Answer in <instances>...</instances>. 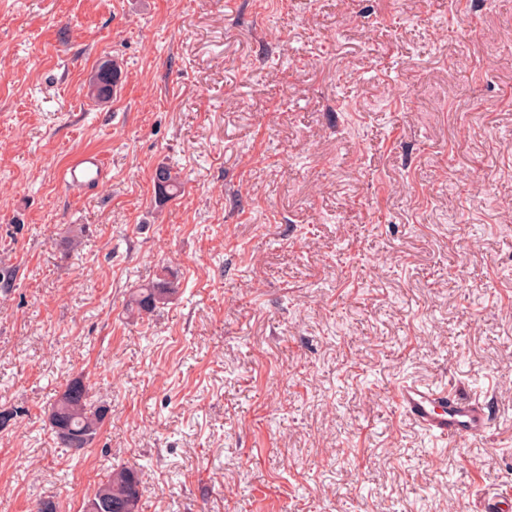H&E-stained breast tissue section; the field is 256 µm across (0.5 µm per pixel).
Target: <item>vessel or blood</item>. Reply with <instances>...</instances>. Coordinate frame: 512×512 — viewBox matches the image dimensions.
<instances>
[{
	"instance_id": "b4317fda",
	"label": "vessel or blood",
	"mask_w": 512,
	"mask_h": 512,
	"mask_svg": "<svg viewBox=\"0 0 512 512\" xmlns=\"http://www.w3.org/2000/svg\"><path fill=\"white\" fill-rule=\"evenodd\" d=\"M108 175L105 158L83 151L62 170L60 180L67 191L86 194ZM390 398L399 413L442 442L483 437L491 425L490 406L479 394L463 395L445 386L405 378L392 387Z\"/></svg>"
}]
</instances>
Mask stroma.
Wrapping results in <instances>:
<instances>
[{"instance_id":"1","label":"stroma","mask_w":512,"mask_h":512,"mask_svg":"<svg viewBox=\"0 0 512 512\" xmlns=\"http://www.w3.org/2000/svg\"><path fill=\"white\" fill-rule=\"evenodd\" d=\"M83 149L93 195L59 181ZM78 377L108 413L76 453L47 422ZM405 377L487 390L490 431L436 445ZM3 409L0 512H83L117 465L139 512L512 488V0H0ZM119 79L120 71L117 64L111 59L102 61L84 86L86 96L98 102L106 101L111 96L104 95V85L111 83L113 86L119 83ZM109 175L108 163L101 155L83 151L73 157L60 174V180L69 192L87 194L102 183ZM153 180L158 206H163L175 198L181 190L180 176L169 165H159L155 170ZM177 285L170 279H159L136 288L129 295L127 308L137 316H150L176 293Z\"/></svg>"}]
</instances>
